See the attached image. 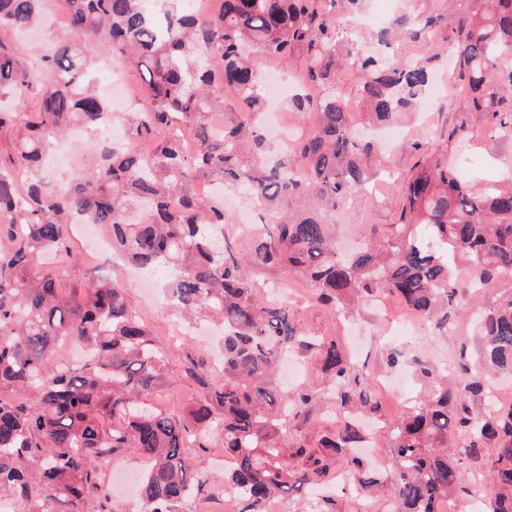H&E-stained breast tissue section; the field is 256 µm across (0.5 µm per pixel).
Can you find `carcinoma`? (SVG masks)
Wrapping results in <instances>:
<instances>
[{"instance_id":"cac0c4a2","label":"carcinoma","mask_w":512,"mask_h":512,"mask_svg":"<svg viewBox=\"0 0 512 512\" xmlns=\"http://www.w3.org/2000/svg\"><path fill=\"white\" fill-rule=\"evenodd\" d=\"M71 36L43 56L48 84L21 62L13 41L0 39V100L29 103L28 112L0 105V131L12 129L11 152L0 153V388L30 391L35 406L0 400V499L16 512H112L98 464L135 451L149 462L142 512H173L205 492L198 469L201 436L224 434V485L241 491L239 512H264L277 496L325 484L336 455L356 486L371 496L376 479L345 448L362 441L349 409L377 417L371 373L354 366L334 338L314 339L288 308L259 297L253 265H278L336 313L378 292L399 298L443 329L452 316L478 313L479 360L437 377L418 362L426 396L391 425L386 503L390 512H442L455 492L469 493L465 465L489 473L488 512H512V404L476 413L470 396L488 397L490 378L512 376V294L478 310L461 291L448 254L464 258L479 288L512 273V174L477 188L457 176L467 162L465 123L448 130L455 160L422 148L397 177L391 205L397 223L385 233L368 224L360 245L338 250L336 212L354 203L378 173L381 147L356 134L359 123L399 122L424 97L425 62H380L350 39L364 0H221L218 12L185 13L179 0H59ZM44 0H0V32L31 29ZM395 34L437 36L439 52L456 51L468 92L463 112H483L494 136L512 137V0H446L441 12L398 18ZM126 54L142 71L148 106L135 112L131 139L100 148L62 188L38 175L48 148L75 125L112 117L85 87L90 49ZM298 64L300 86L288 111L315 119L291 149H275L261 130L262 74L254 60ZM356 71L352 112L337 85ZM235 91L217 106V86ZM192 132L189 152L175 126ZM147 141L146 153L137 143ZM216 177L242 188L264 227L246 246L218 245L234 223L224 207L191 189ZM107 230L112 249L149 273L167 275L170 299L185 311H206L224 323V384L189 415L163 412L149 395L167 377L164 346L125 298L122 284L87 274L81 299L64 294L63 265L75 262L73 215ZM82 349L79 362L64 350ZM317 351L315 364L336 387L343 410L338 430L300 442L291 453L271 434L311 405L306 387L283 390L273 374L290 351Z\"/></svg>"}]
</instances>
